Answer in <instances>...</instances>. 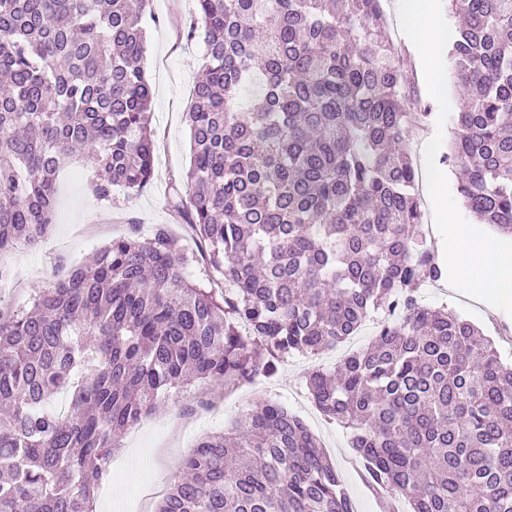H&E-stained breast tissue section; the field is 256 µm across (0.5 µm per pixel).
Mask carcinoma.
<instances>
[{
    "mask_svg": "<svg viewBox=\"0 0 512 512\" xmlns=\"http://www.w3.org/2000/svg\"><path fill=\"white\" fill-rule=\"evenodd\" d=\"M448 2L464 106L441 161L459 168L472 216L512 237V0ZM148 4L0 0V254L50 231L56 173L76 155L95 160L101 200L151 180ZM196 5L187 39H202L204 73L170 204L232 295L190 280L194 254L159 224L0 312V512H90L118 436L171 393L270 377L378 311L373 340L306 386L348 431L385 512L399 496L411 512H512V365L417 295L447 269L400 148L413 113L383 0ZM182 471L157 512H356L317 437L266 400L202 437Z\"/></svg>",
    "mask_w": 512,
    "mask_h": 512,
    "instance_id": "carcinoma-1",
    "label": "carcinoma"
}]
</instances>
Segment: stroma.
<instances>
[{
  "label": "stroma",
  "instance_id": "obj_1",
  "mask_svg": "<svg viewBox=\"0 0 512 512\" xmlns=\"http://www.w3.org/2000/svg\"><path fill=\"white\" fill-rule=\"evenodd\" d=\"M150 8L155 20L148 25L143 66L154 92L150 114L156 142L153 177L141 192L119 190L108 203L98 200L90 189L95 175L91 158H77L60 169L51 231L34 246L0 255V267L8 273L0 282V308L29 305L36 292L67 278L73 268L130 229L147 236L156 225L165 224L184 244H191L183 220L169 208L168 198L172 185L185 183L190 166L186 114L204 62L202 42L186 38L196 0H151ZM384 10L388 33L403 58L406 108L429 115L425 125L406 126L402 137L403 148L420 169L424 166V147L435 132H442L444 141H451L455 130L452 114L460 101L449 95L451 115L444 125H437L434 114L439 107L427 93L422 64L400 28L398 0H385ZM418 296L426 305L448 306L470 320L492 340L501 360L512 363L511 314L467 297L445 281L424 284ZM374 333V322H366L356 339L314 357L288 356L275 376L256 378L233 391L225 390L223 382L210 381L170 396L121 435L95 491L93 512H126L133 493L155 476H163L166 485H173L182 474V459L202 436L231 430L260 400L276 402L306 423L341 473L358 512H381L379 497L362 477L346 430L325 418L306 389L310 372L334 367L347 354L367 346Z\"/></svg>",
  "mask_w": 512,
  "mask_h": 512
}]
</instances>
